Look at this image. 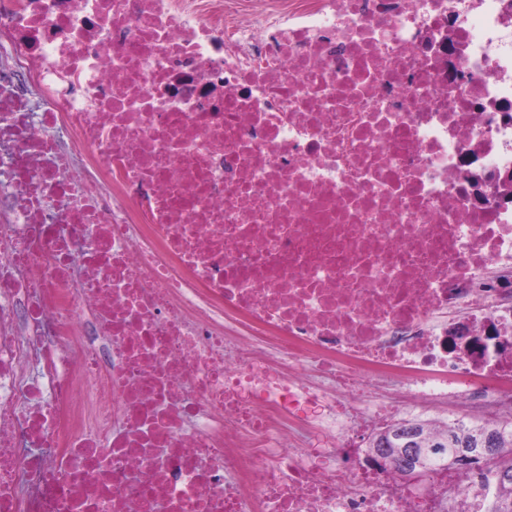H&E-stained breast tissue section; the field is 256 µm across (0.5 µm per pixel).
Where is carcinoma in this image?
<instances>
[{"label":"carcinoma","mask_w":512,"mask_h":512,"mask_svg":"<svg viewBox=\"0 0 512 512\" xmlns=\"http://www.w3.org/2000/svg\"><path fill=\"white\" fill-rule=\"evenodd\" d=\"M419 425L428 439L442 448L439 453H431L416 460L414 470L426 474L452 466L456 451L474 450L482 447L485 435L496 437L505 454L479 473L482 489L485 491L487 508L485 512H512V481L500 478V474L512 475V417L486 421H436L417 416L402 418L382 429L373 443L392 442L398 436L401 426Z\"/></svg>","instance_id":"cac0c4a2"}]
</instances>
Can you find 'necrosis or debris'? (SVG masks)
<instances>
[{
  "instance_id": "4bbe7bcc",
  "label": "necrosis or debris",
  "mask_w": 512,
  "mask_h": 512,
  "mask_svg": "<svg viewBox=\"0 0 512 512\" xmlns=\"http://www.w3.org/2000/svg\"><path fill=\"white\" fill-rule=\"evenodd\" d=\"M510 107L512 0H0V512H485L359 439L512 409Z\"/></svg>"
}]
</instances>
